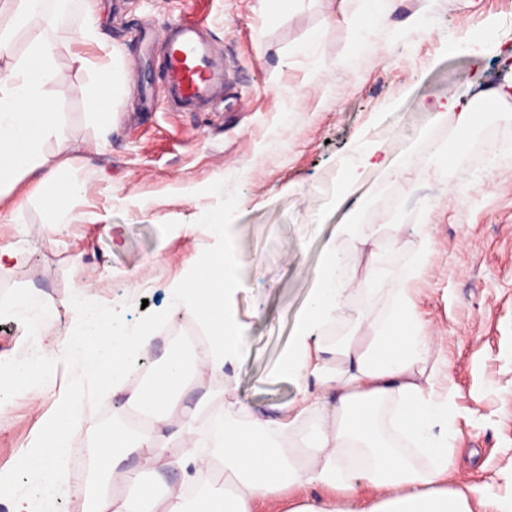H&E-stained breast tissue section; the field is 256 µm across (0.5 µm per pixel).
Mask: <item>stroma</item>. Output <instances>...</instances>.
<instances>
[{
    "instance_id": "obj_1",
    "label": "stroma",
    "mask_w": 512,
    "mask_h": 512,
    "mask_svg": "<svg viewBox=\"0 0 512 512\" xmlns=\"http://www.w3.org/2000/svg\"><path fill=\"white\" fill-rule=\"evenodd\" d=\"M68 3L44 92L75 145L64 177L81 192L70 224L45 223L46 195L31 178L0 198V248L20 254L0 269V354L21 356L28 332L7 308L33 289L62 340L82 287L100 307L124 304L131 323L195 326L169 310V290L202 255L228 248L239 265L228 304L248 325L252 358L207 387L277 414L297 395L277 367L326 246L351 254L362 229L388 224L398 241L383 285L407 283L441 338L429 362L454 388L457 477L512 495V123L499 117L512 97L466 130L438 110L450 95L478 103L512 82V0H390L370 19L361 0H289L278 13L270 0H102L104 49L76 40L82 0ZM194 18L232 79L212 109L182 111L163 92L160 58L144 62L134 36ZM478 33L482 44L467 50ZM77 53L119 60L128 75L109 136L82 93L93 74L73 63ZM366 147L391 159L413 150L422 163L397 177L363 172ZM436 147L452 151L450 168L429 163ZM350 182L356 192L342 199ZM216 213L222 238L208 231ZM427 235L433 255L406 280ZM69 392L65 378L36 400L19 389L0 414V483L10 488L0 512L32 492L21 453Z\"/></svg>"
}]
</instances>
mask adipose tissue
Instances as JSON below:
<instances>
[{"instance_id":"adipose-tissue-1","label":"adipose tissue","mask_w":512,"mask_h":512,"mask_svg":"<svg viewBox=\"0 0 512 512\" xmlns=\"http://www.w3.org/2000/svg\"><path fill=\"white\" fill-rule=\"evenodd\" d=\"M28 31L25 56L0 72V189L26 176L54 185L61 155L73 149L44 92L56 43L46 31ZM358 243L372 247L364 270L338 267L330 252L313 272L279 366L299 393L275 418L236 398L185 399L187 380L223 374L252 354L246 326L225 308L237 268L223 255H203L170 294L171 308L187 310L204 338L190 357L168 351L149 385H129L128 377L136 354L153 345V325L129 324L87 302L81 290L72 302L78 332L67 343L52 336L51 318L29 321L41 354L0 366V412L17 388L37 394L53 386L63 364L71 368V396L22 455L34 492L18 498L14 512H57L74 490L69 456L85 397L106 403L119 393L124 401L112 409V431L96 449L88 512H474L478 505L512 512V497L488 490L474 503L451 487L452 396L426 371L436 338L406 287L389 289L383 318H373L369 298L394 243L375 244L367 234ZM356 293L362 299L354 307ZM341 320L351 323L350 336L328 340L329 325ZM129 456L137 471L120 469ZM171 470L181 473V486L158 487Z\"/></svg>"}]
</instances>
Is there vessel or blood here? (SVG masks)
<instances>
[{
	"mask_svg": "<svg viewBox=\"0 0 512 512\" xmlns=\"http://www.w3.org/2000/svg\"><path fill=\"white\" fill-rule=\"evenodd\" d=\"M163 82L175 105L194 107L204 103L229 81L224 60L201 38L193 21H180L166 28Z\"/></svg>",
	"mask_w": 512,
	"mask_h": 512,
	"instance_id": "obj_1",
	"label": "vessel or blood"
}]
</instances>
